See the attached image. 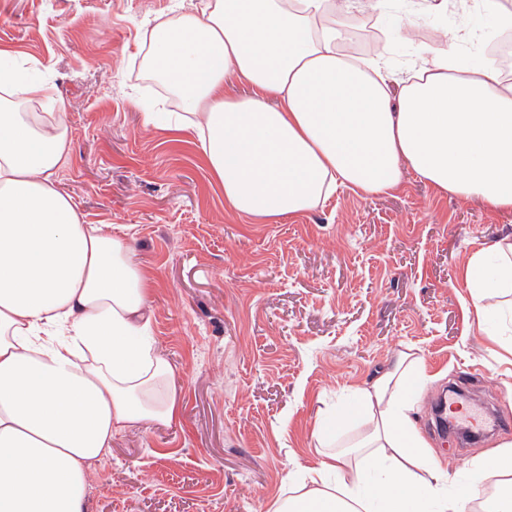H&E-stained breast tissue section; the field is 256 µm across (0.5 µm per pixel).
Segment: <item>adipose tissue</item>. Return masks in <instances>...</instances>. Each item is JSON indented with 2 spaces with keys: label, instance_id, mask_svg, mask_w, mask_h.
Instances as JSON below:
<instances>
[{
  "label": "adipose tissue",
  "instance_id": "obj_1",
  "mask_svg": "<svg viewBox=\"0 0 512 512\" xmlns=\"http://www.w3.org/2000/svg\"><path fill=\"white\" fill-rule=\"evenodd\" d=\"M375 0H171L142 21L150 75L177 111L148 110L158 130L192 132L238 216H296L337 188L398 189L404 170L438 194L512 211V82L454 54L419 57L408 79L383 55L343 51L341 19ZM247 95L225 91L229 79ZM37 70L0 50V512H87L91 464L112 438L174 421L173 369L152 336V283L126 235L84 223L54 183L69 163L61 112ZM480 329L512 307V241L466 269ZM427 378L418 359L353 388L316 430L314 466L274 512H471L475 490L448 493V472L413 414ZM364 428L353 444L338 428Z\"/></svg>",
  "mask_w": 512,
  "mask_h": 512
}]
</instances>
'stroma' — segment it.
Wrapping results in <instances>:
<instances>
[{"label":"stroma","mask_w":512,"mask_h":512,"mask_svg":"<svg viewBox=\"0 0 512 512\" xmlns=\"http://www.w3.org/2000/svg\"><path fill=\"white\" fill-rule=\"evenodd\" d=\"M411 2L373 12L394 70L447 48L486 58L497 31L484 11ZM169 3L0 0V49L45 65L51 84L25 111L62 109L71 130L57 188L86 223L130 238L174 369L177 419L113 438L90 471L89 512H270L289 474L315 464L318 418L403 352L429 378L415 423L447 462L449 487L464 485L475 457L512 443V429L494 427L512 421V334L482 333L464 280L477 250L512 237V213L438 195L409 171L392 194L343 188L297 217L228 212L191 134L143 124L142 103L164 93L141 74L139 22ZM452 383L481 391L467 402L485 420L477 446L435 428Z\"/></svg>","instance_id":"stroma-1"}]
</instances>
